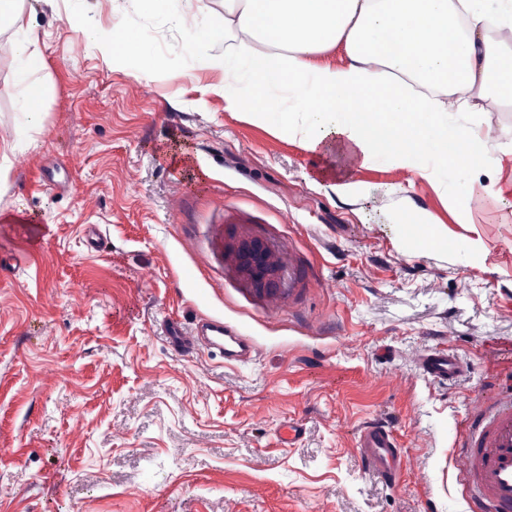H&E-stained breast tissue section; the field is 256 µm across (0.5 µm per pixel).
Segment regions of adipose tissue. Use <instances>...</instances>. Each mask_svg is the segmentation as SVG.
<instances>
[{
    "label": "adipose tissue",
    "mask_w": 512,
    "mask_h": 512,
    "mask_svg": "<svg viewBox=\"0 0 512 512\" xmlns=\"http://www.w3.org/2000/svg\"><path fill=\"white\" fill-rule=\"evenodd\" d=\"M23 0H0V19L20 80L7 90L29 115L47 82L33 21ZM146 14L169 15L176 26L203 31L189 50L190 68L218 70L213 86L224 108L286 132L301 126L308 151L334 146L360 165H384L420 176L445 173L454 201L466 203L480 170L512 161L493 157L483 130L460 123L487 94L512 100V49L490 43L496 21L512 35V0H224V18L205 0H137ZM71 29L113 65L136 67L152 51L122 25L87 29L70 11ZM334 50L336 64L316 57ZM263 100L249 106L243 92ZM455 95L447 103L445 95Z\"/></svg>",
    "instance_id": "1"
}]
</instances>
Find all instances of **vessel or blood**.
I'll list each match as a JSON object with an SVG mask.
<instances>
[{
  "instance_id": "obj_1",
  "label": "vessel or blood",
  "mask_w": 512,
  "mask_h": 512,
  "mask_svg": "<svg viewBox=\"0 0 512 512\" xmlns=\"http://www.w3.org/2000/svg\"><path fill=\"white\" fill-rule=\"evenodd\" d=\"M164 332L187 350L202 332L210 344L220 347L225 326L209 321L194 332L171 320ZM419 366L426 376L442 383L457 380L466 369L461 358L437 350L423 353ZM356 446L368 470L387 480L398 478L403 455L388 424L365 423L357 434ZM458 446V470L468 489L469 512H512V392L482 398L479 407L469 412Z\"/></svg>"
}]
</instances>
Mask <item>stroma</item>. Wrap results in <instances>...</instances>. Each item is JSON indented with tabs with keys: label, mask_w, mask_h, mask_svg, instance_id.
<instances>
[{
	"label": "stroma",
	"mask_w": 512,
	"mask_h": 512,
	"mask_svg": "<svg viewBox=\"0 0 512 512\" xmlns=\"http://www.w3.org/2000/svg\"><path fill=\"white\" fill-rule=\"evenodd\" d=\"M38 24L37 117L0 30V512H468L453 443L472 401L512 388V204L483 172L460 210L441 176L314 156L300 136L247 121L186 70L201 32L134 0H87L93 26L155 48L144 75L113 67L62 15ZM512 143V103L463 114ZM362 187L340 200L325 171ZM427 211L449 239L405 223ZM96 227L95 244L86 231ZM263 240L287 289L255 290L232 240ZM223 321L249 359L182 351L174 319ZM468 365L444 385L419 356ZM382 420L404 466L369 472L357 429Z\"/></svg>",
	"instance_id": "stroma-1"
}]
</instances>
